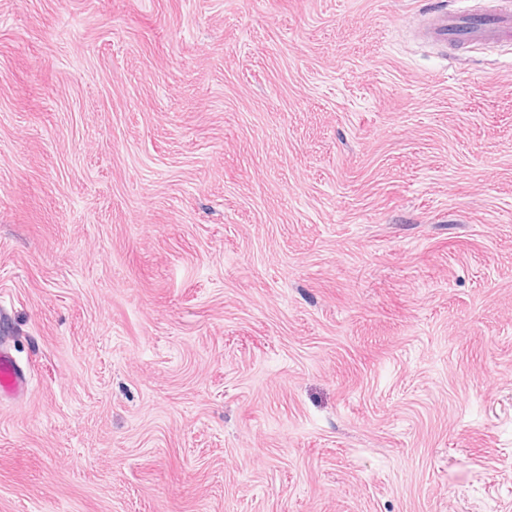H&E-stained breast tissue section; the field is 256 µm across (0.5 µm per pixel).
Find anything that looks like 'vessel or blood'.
<instances>
[{"instance_id":"vessel-or-blood-1","label":"vessel or blood","mask_w":512,"mask_h":512,"mask_svg":"<svg viewBox=\"0 0 512 512\" xmlns=\"http://www.w3.org/2000/svg\"><path fill=\"white\" fill-rule=\"evenodd\" d=\"M429 41L443 48L512 41V0L476 13L467 6L431 13L426 29ZM26 386L8 354L0 352V396L18 395Z\"/></svg>"}]
</instances>
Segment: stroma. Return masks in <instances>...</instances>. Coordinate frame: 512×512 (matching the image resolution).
<instances>
[{
	"instance_id": "1",
	"label": "stroma",
	"mask_w": 512,
	"mask_h": 512,
	"mask_svg": "<svg viewBox=\"0 0 512 512\" xmlns=\"http://www.w3.org/2000/svg\"><path fill=\"white\" fill-rule=\"evenodd\" d=\"M453 0H0V512H512V44ZM453 11L430 13L426 29L429 41L442 48H456L512 40V7L500 1L498 8L475 13L465 3ZM26 386L7 353L0 352V396L18 395Z\"/></svg>"
}]
</instances>
